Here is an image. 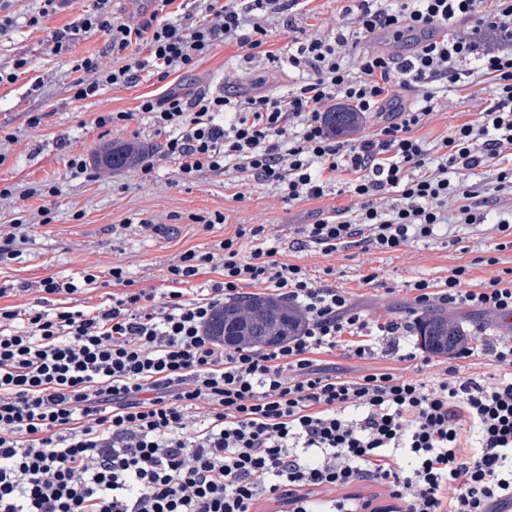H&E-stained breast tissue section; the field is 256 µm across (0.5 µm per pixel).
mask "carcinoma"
<instances>
[{
  "label": "carcinoma",
  "mask_w": 512,
  "mask_h": 512,
  "mask_svg": "<svg viewBox=\"0 0 512 512\" xmlns=\"http://www.w3.org/2000/svg\"><path fill=\"white\" fill-rule=\"evenodd\" d=\"M326 121L331 128L345 132L359 122V115L356 112H328ZM298 321V314L283 300L259 295L224 306L217 330L225 336H241L248 344L261 346L269 336L295 335ZM416 332L431 337L428 348L441 355L448 354V337L464 335L462 327L449 321L448 316L436 313L422 316Z\"/></svg>",
  "instance_id": "obj_1"
}]
</instances>
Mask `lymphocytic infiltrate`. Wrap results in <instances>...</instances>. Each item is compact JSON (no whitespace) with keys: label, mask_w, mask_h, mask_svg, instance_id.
<instances>
[{"label":"lymphocytic infiltrate","mask_w":512,"mask_h":512,"mask_svg":"<svg viewBox=\"0 0 512 512\" xmlns=\"http://www.w3.org/2000/svg\"><path fill=\"white\" fill-rule=\"evenodd\" d=\"M108 0L56 32L52 53L78 33L106 32L111 64H72L74 97L191 67L219 42L244 58L266 45L275 18L306 0H207L201 14L112 21ZM330 34L292 41L299 79L288 93L144 97L182 176L234 170L278 188L284 201L322 198L350 175V205L299 225L297 248L332 254L396 253L482 224L512 196V0H339ZM146 43L147 57L122 63ZM407 53H390L386 43ZM494 87L480 116L452 126L435 146L415 132L429 120L440 84ZM380 116L358 139L326 113ZM250 248H243V241ZM266 225L238 227L212 250L189 249L167 267L168 288L120 290L91 309L46 311L55 295L97 284L47 277L23 283L41 308L0 306V512H364L365 489L385 486L377 512H507L512 507V336L460 343L434 376L374 365L377 343L401 362L436 366L414 338V321L373 323L346 289L282 260ZM470 265L444 281L420 278L416 306L512 316V276L469 285ZM219 281L193 287L197 277ZM250 287L271 288L304 326L287 341L227 346L212 324ZM369 361L359 377L319 368L316 357ZM484 356L492 375L466 373Z\"/></svg>","instance_id":"obj_1"}]
</instances>
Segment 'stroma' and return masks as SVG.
I'll use <instances>...</instances> for the list:
<instances>
[{"label":"stroma","instance_id":"obj_1","mask_svg":"<svg viewBox=\"0 0 512 512\" xmlns=\"http://www.w3.org/2000/svg\"><path fill=\"white\" fill-rule=\"evenodd\" d=\"M93 5L94 0H63L57 13L32 28L25 20L37 10V0L5 3V14L14 17L16 23L0 35V68H10L20 56L29 64L14 83L0 85V122L18 137L17 142L0 146L8 155L0 165V185H13L21 191L29 182L49 179L57 183L60 192L41 200H0V225L13 223L18 217L27 224L21 258L0 261V288L48 276L76 278L85 271L104 273L122 265L136 287L164 289L171 260L191 248L207 250L233 234L238 225H267L273 235L288 244L296 225L349 205L342 176L328 184L322 199L293 205L283 200L279 189L235 171L179 176L176 160L161 155L162 137L137 110L143 97L159 98L173 89L190 94L232 91L244 95L262 86L286 93L297 73L288 64L291 35L282 23L269 26V55L245 60L237 47L220 43L194 68L166 80L143 73L136 83L109 86L98 96L78 100L72 89L75 75L71 63L104 55L109 37L101 31L77 35L68 56L60 58L50 52L51 36ZM490 96L487 89L471 97L461 91L449 92L444 110L418 129V137L436 142L450 126L481 112ZM121 111L134 115L127 127L98 126L100 115ZM37 113L43 119L34 128L29 118ZM130 141L138 142L143 156L153 161L150 174H143L137 164L119 171L94 165L87 173L75 176L66 166L70 156L82 154L93 159L105 143L118 146ZM43 206L51 211V223L40 221L37 211ZM510 210L512 199L502 198L492 206L486 224L458 227L460 241L455 245L433 238L396 254L363 253L352 248L330 255L310 247L301 252L288 249L283 258L317 276L324 268H334L337 285L348 289L369 319L405 317L411 307L408 282L441 280L452 266L473 262L491 248V226L500 214ZM217 213L224 215L225 222L210 231L191 221L195 214ZM145 219L174 223L175 231L148 236L140 227ZM373 269L379 273L381 286L362 282L363 275Z\"/></svg>","mask_w":512,"mask_h":512}]
</instances>
